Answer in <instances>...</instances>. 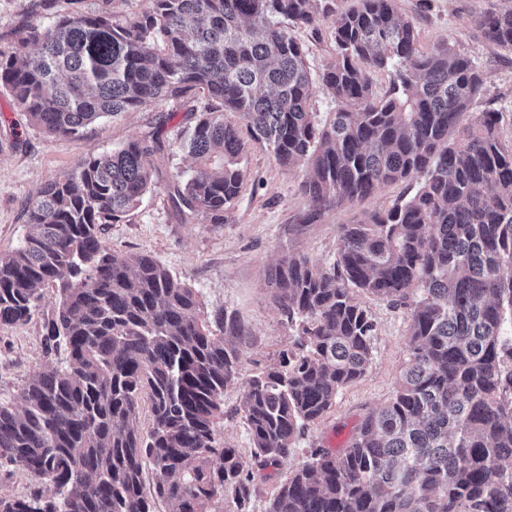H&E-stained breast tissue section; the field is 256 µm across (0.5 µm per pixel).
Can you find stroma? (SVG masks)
Instances as JSON below:
<instances>
[{"label":"stroma","instance_id":"stroma-1","mask_svg":"<svg viewBox=\"0 0 512 512\" xmlns=\"http://www.w3.org/2000/svg\"><path fill=\"white\" fill-rule=\"evenodd\" d=\"M146 5L147 0H0V53L17 52L18 33L30 23L46 25L59 16L98 13L121 21ZM398 7L404 18L413 21L422 49L445 40L475 63L485 93L475 100L470 114L475 117L490 108L501 112L498 134L503 145L512 148V54L491 45L474 28L478 16L512 8V0H432L427 9L419 0H398ZM292 33L306 47L312 70L331 62L335 50L329 20L317 19ZM188 119L179 101L159 100L99 119L86 127L82 137L55 136L32 124L9 90L0 86V253L22 240L28 229L25 204L46 183L73 169L84 156L115 151L134 138L157 137L162 148L151 157L154 186L120 221L103 225L101 239L122 256L152 255L196 289L205 312L226 310L245 327L238 343L243 370L237 384L224 392V415L217 430L221 445L246 454L250 436L236 412L242 385L257 369L275 364L278 351L292 339L272 300L268 270L288 255H304L330 266L337 253L338 225L391 208L411 193L413 185H385L363 199L324 208L312 217L302 192L308 169L281 166L270 151L255 146L248 154L240 195L225 211L223 223L215 224L202 213L183 214L173 198L174 180L188 177L196 168L193 158L175 144ZM42 294L40 316L0 327V399L17 398L31 375L49 360L40 339L41 316L51 313L56 296L51 288ZM354 298L377 323L374 360L366 375L343 390L331 411L297 441L291 463L305 461L315 448L344 447L362 417L389 399L405 363L408 309L362 292Z\"/></svg>","mask_w":512,"mask_h":512}]
</instances>
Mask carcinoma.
Here are the masks:
<instances>
[{"instance_id":"carcinoma-1","label":"carcinoma","mask_w":512,"mask_h":512,"mask_svg":"<svg viewBox=\"0 0 512 512\" xmlns=\"http://www.w3.org/2000/svg\"><path fill=\"white\" fill-rule=\"evenodd\" d=\"M354 2L148 0L123 22L25 27L19 43L37 51L0 56V85L51 135L161 98L185 102L178 146L198 170L173 190L214 224L242 190L251 144L309 167L315 208L416 186L338 225L332 266L289 256L270 271L296 335L242 390L246 456L217 439L224 391L242 371V325L223 311L204 317L196 290L153 256H120L100 238L151 189L153 148L131 140L47 183L19 245L0 253V326L27 323L55 289L42 336L54 362L18 400H0V470L50 493L1 496L0 512H153L155 500L252 512L258 473L287 462L373 361L376 321L356 290L409 309L406 365L346 448L289 466L265 512H512V149L499 113L462 123L483 92L468 57L446 42L421 49L397 0ZM319 17L331 20L335 55L314 75L291 28ZM474 27L512 54V9ZM385 69L391 88L379 97L372 73ZM316 82L336 102L325 122L309 110Z\"/></svg>"}]
</instances>
